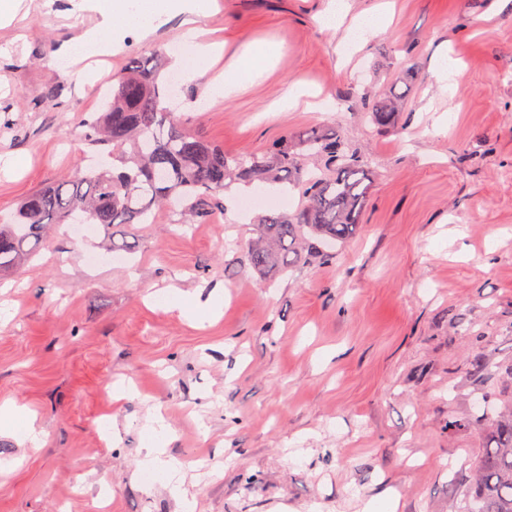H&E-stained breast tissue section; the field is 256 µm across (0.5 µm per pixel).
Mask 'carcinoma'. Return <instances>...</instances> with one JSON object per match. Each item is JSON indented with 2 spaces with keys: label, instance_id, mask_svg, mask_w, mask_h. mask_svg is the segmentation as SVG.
Masks as SVG:
<instances>
[{
  "label": "carcinoma",
  "instance_id": "cac0c4a2",
  "mask_svg": "<svg viewBox=\"0 0 512 512\" xmlns=\"http://www.w3.org/2000/svg\"><path fill=\"white\" fill-rule=\"evenodd\" d=\"M173 95L161 54L135 58L112 76L102 109L82 120L84 140L110 149L118 164L65 174L23 198L9 220L0 219V275L29 260L53 224H151L155 210L180 209L184 224H207L223 206L228 184L289 185L301 205L257 222L249 267L281 274L303 256L309 238H352L372 189L366 162L331 129L284 136L264 153L227 156L224 148L181 127L166 106ZM408 93L374 102L377 126L395 123ZM476 460L478 493L464 512H512V420L498 424Z\"/></svg>",
  "mask_w": 512,
  "mask_h": 512
}]
</instances>
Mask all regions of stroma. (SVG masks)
I'll return each instance as SVG.
<instances>
[{
    "label": "stroma",
    "instance_id": "1",
    "mask_svg": "<svg viewBox=\"0 0 512 512\" xmlns=\"http://www.w3.org/2000/svg\"><path fill=\"white\" fill-rule=\"evenodd\" d=\"M25 2L27 19L0 28V156L18 160L0 169L4 218L107 163L81 119L180 30L122 29L80 86L53 62L80 18L68 0ZM327 2L216 0L200 19L213 69L245 75L202 110L203 84L177 78L171 107L229 156L336 130L373 174L358 232L331 260L261 278L245 261L256 222L299 195L269 190L206 224L162 209L83 238L53 230L0 277V405L44 433L35 445L0 420V512H184L187 497L195 512H387L391 496L397 512H460L491 420L512 414V0H351L333 29ZM368 12L385 31L362 44L353 19ZM395 89L410 97L394 126L365 123L367 93ZM216 289L218 316L171 305ZM158 410L183 498L141 480Z\"/></svg>",
    "mask_w": 512,
    "mask_h": 512
}]
</instances>
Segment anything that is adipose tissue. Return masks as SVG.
I'll list each match as a JSON object with an SVG mask.
<instances>
[{
  "mask_svg": "<svg viewBox=\"0 0 512 512\" xmlns=\"http://www.w3.org/2000/svg\"><path fill=\"white\" fill-rule=\"evenodd\" d=\"M210 8L209 0H71L72 13L87 18L89 26L58 50L56 64L61 71H74L76 78H88V71L78 66L81 56L118 52L121 43L113 38L114 29L133 28L142 38L147 39L159 29L164 15L176 14L181 16L185 28L183 41L189 43L199 57L195 63L177 58L179 70L190 81L207 79L210 96L224 95L234 89L235 83L226 77H209L206 63L208 47L202 43L197 26L199 16L207 13ZM166 429L163 415H155L149 425L154 439L145 449L143 464L163 472L168 485L176 488L181 482V467L167 451L163 437Z\"/></svg>",
  "mask_w": 512,
  "mask_h": 512,
  "instance_id": "obj_1",
  "label": "adipose tissue"
}]
</instances>
